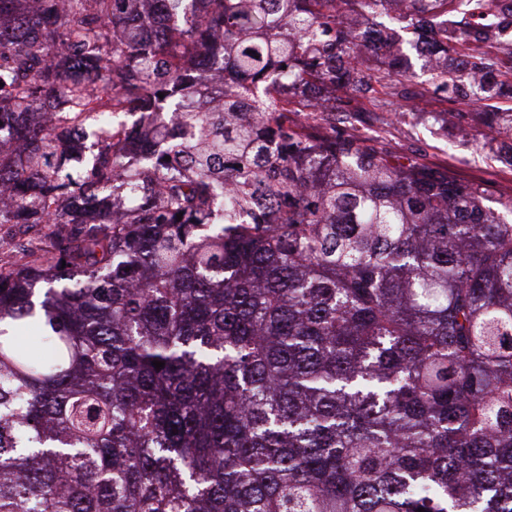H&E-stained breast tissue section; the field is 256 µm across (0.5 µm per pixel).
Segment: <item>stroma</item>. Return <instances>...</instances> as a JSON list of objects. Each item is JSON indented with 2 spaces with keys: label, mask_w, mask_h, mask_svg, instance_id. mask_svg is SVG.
Masks as SVG:
<instances>
[{
  "label": "stroma",
  "mask_w": 512,
  "mask_h": 512,
  "mask_svg": "<svg viewBox=\"0 0 512 512\" xmlns=\"http://www.w3.org/2000/svg\"><path fill=\"white\" fill-rule=\"evenodd\" d=\"M452 107V102L436 100L424 111L405 106L392 113L363 112L357 126L398 156L449 169L458 179L479 184L487 205L498 207L512 197V166L505 162L512 140L479 123L462 129L436 120V113Z\"/></svg>",
  "instance_id": "1"
}]
</instances>
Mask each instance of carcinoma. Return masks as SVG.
Returning a JSON list of instances; mask_svg holds the SVG:
<instances>
[{"mask_svg": "<svg viewBox=\"0 0 512 512\" xmlns=\"http://www.w3.org/2000/svg\"><path fill=\"white\" fill-rule=\"evenodd\" d=\"M28 2L0 0V224L53 230L0 271V512H512V220L288 122L512 95L505 0ZM425 32L410 91L385 60Z\"/></svg>", "mask_w": 512, "mask_h": 512, "instance_id": "obj_1", "label": "carcinoma"}]
</instances>
